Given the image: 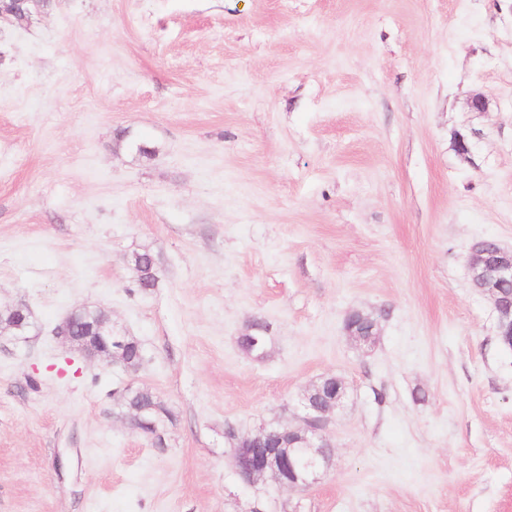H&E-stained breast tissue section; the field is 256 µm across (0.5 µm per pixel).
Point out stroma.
<instances>
[{"label":"stroma","mask_w":512,"mask_h":512,"mask_svg":"<svg viewBox=\"0 0 512 512\" xmlns=\"http://www.w3.org/2000/svg\"><path fill=\"white\" fill-rule=\"evenodd\" d=\"M486 238L512 247V0H52L0 26V307L34 322L0 336V512H512ZM85 305L138 371L54 336ZM354 309L382 315L370 352ZM331 375L320 480L242 486L225 426ZM131 383L163 445L119 416ZM132 263L137 272V287L141 292H151L156 288L159 278L152 255L147 252L136 253ZM148 404H152L156 407V409L149 413L148 419L157 422V427L161 429L162 425L165 423V418L169 419V412L163 406L156 393L148 387H141V389L136 388L129 391L126 396L123 411L127 408Z\"/></svg>","instance_id":"35a3bbf8"}]
</instances>
